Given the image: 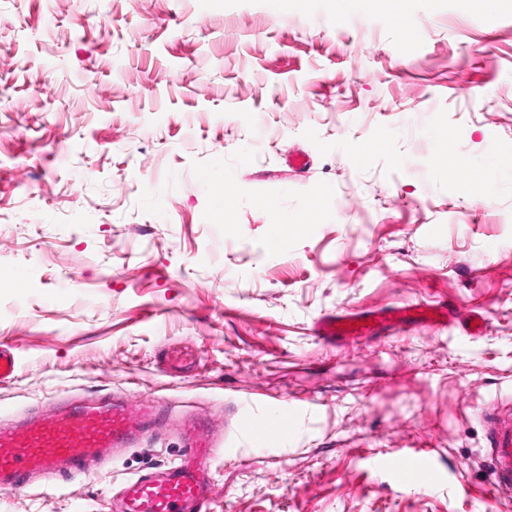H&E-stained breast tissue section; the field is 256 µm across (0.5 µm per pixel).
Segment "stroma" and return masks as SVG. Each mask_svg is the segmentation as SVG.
I'll return each instance as SVG.
<instances>
[{"label":"stroma","instance_id":"35a3bbf8","mask_svg":"<svg viewBox=\"0 0 512 512\" xmlns=\"http://www.w3.org/2000/svg\"><path fill=\"white\" fill-rule=\"evenodd\" d=\"M327 0H0V423L68 396L155 399L226 430L203 512H486L482 407L512 403V7L408 0L334 23ZM449 135L459 167L436 154ZM302 151L307 172L286 158ZM232 184L225 212L215 201ZM306 223L287 253L281 213ZM442 301L483 335L420 324L336 346V309ZM310 406L285 445L236 434ZM431 449L429 481L388 459ZM163 431L94 474L0 490V512H119L177 464ZM512 170L511 155H493L489 157L482 166L470 174L472 182L477 184L478 192L484 199H491L495 196V186L498 178L509 176Z\"/></svg>","mask_w":512,"mask_h":512}]
</instances>
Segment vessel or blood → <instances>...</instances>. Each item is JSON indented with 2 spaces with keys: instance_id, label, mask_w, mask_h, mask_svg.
<instances>
[{
  "instance_id": "1",
  "label": "vessel or blood",
  "mask_w": 512,
  "mask_h": 512,
  "mask_svg": "<svg viewBox=\"0 0 512 512\" xmlns=\"http://www.w3.org/2000/svg\"><path fill=\"white\" fill-rule=\"evenodd\" d=\"M438 326L461 323L471 336L482 334L486 318L472 312L459 318L442 305H393L368 311H338L318 318L312 334L328 344L356 343L422 321ZM295 407L279 408L268 422L240 416V432L266 445L283 444L296 424ZM487 441V459L492 473L482 500L495 505L512 497V408L492 405L482 410ZM171 417L153 401L137 405L112 398L98 402L66 401L22 423L0 426V489L12 491L29 485L33 477L72 481L85 475L93 460H107L132 447L150 427L169 425ZM187 453L184 460L160 473L130 480L127 512H201L209 498L208 464L224 440L217 431L201 424L183 427ZM409 484L431 477L423 459H404L400 468Z\"/></svg>"
}]
</instances>
